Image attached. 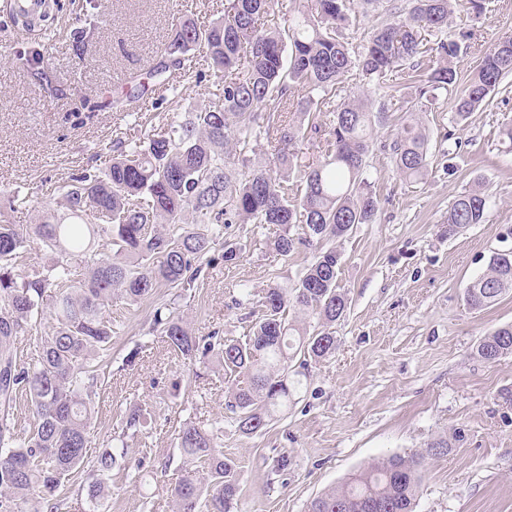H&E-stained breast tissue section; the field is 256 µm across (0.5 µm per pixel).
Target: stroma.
Listing matches in <instances>:
<instances>
[{
    "label": "stroma",
    "mask_w": 512,
    "mask_h": 512,
    "mask_svg": "<svg viewBox=\"0 0 512 512\" xmlns=\"http://www.w3.org/2000/svg\"><path fill=\"white\" fill-rule=\"evenodd\" d=\"M340 33L359 57L373 27L392 15L348 0ZM8 0H0V210L16 224H35L59 210L62 186L77 170L104 167L114 138L138 139L207 104L214 81L176 78L157 106L126 117L105 107L114 75H145L162 43L184 20L201 25L222 17L224 0H61L54 11V49L44 76L20 63L35 46L16 27ZM472 35L456 66L468 76L483 53L512 36V0H483L482 12L455 0L447 33L422 32L425 48L445 35ZM344 95L384 104L373 129L367 169L380 198L375 223L355 226L338 242V285L348 309L336 323V352L310 363L287 411L265 430L245 436L224 408L238 374L201 368L192 375L161 337L150 331L155 308L174 301L196 336L219 332L245 340L265 290L293 288L312 259L289 256L270 242L271 224H235L245 249L239 260L211 266L196 288L182 295L160 288L137 304L113 299L118 327L112 361L100 371L90 451L121 433L133 405L148 411L131 441L139 469L112 472L109 512H175L171 487L182 475L177 443L181 424L224 429V454L238 464L240 512H307L326 489L394 454L423 457L414 512H512V357L482 360L478 342L512 323V292L484 310L465 299L492 252L512 246V150L501 130L512 122V74L502 79L488 107L459 120L453 94H442L420 119L430 134V168L420 182L406 180L387 146L402 123L404 98L416 85L362 77ZM490 197L486 223L449 235L444 222L456 197L475 184ZM29 209L10 211L13 194ZM287 454V471L273 462ZM169 461L160 471L159 461Z\"/></svg>",
    "instance_id": "obj_1"
}]
</instances>
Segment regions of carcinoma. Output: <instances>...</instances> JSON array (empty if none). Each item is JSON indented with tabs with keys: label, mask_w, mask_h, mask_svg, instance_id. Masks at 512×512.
Returning a JSON list of instances; mask_svg holds the SVG:
<instances>
[{
	"label": "carcinoma",
	"mask_w": 512,
	"mask_h": 512,
	"mask_svg": "<svg viewBox=\"0 0 512 512\" xmlns=\"http://www.w3.org/2000/svg\"><path fill=\"white\" fill-rule=\"evenodd\" d=\"M408 2L406 19L373 29L356 60L337 35L347 19L346 0H301L299 16L285 30L273 19L277 0H225L224 17L208 27L182 22L163 44L149 78L167 88L170 80L194 72L201 82L203 57L219 85L215 100L137 142L114 139L105 169L85 168L69 177L62 213L37 224L0 218V512H58L63 480L84 470L88 481L77 495H86L88 512H108L112 470L129 466L127 439L141 432L146 410H129L122 435L89 462L96 364L110 363L117 334L106 307L115 296L137 303L163 285L195 287L204 267L239 258L241 243L224 235L232 224L282 227L273 246L283 256L300 245L314 248L298 285L266 290L243 342L226 341L216 331L199 338L165 303L155 309L151 331L189 366L212 357L217 366L246 377L228 389L226 401L243 435L261 431L288 409L300 385L289 379L294 358L302 357L305 366L310 358L335 352L333 326L347 299L337 285L340 254L324 243L376 220L379 199L366 157L373 126L385 115V107L374 111L355 96L336 102L338 85L355 70L378 81L405 69L423 74L418 96L407 101L402 131L390 143L396 169L417 182L428 175L430 147L416 113L451 89L463 120L489 104L512 73V37L484 53L463 84L454 64L462 45L455 39L440 42V60L424 65L419 32L447 29L453 0ZM42 39L41 49L26 59L37 68L47 61L53 35L46 32ZM147 93L135 78L108 104L135 112ZM309 135L325 141L311 161L302 151ZM293 176L304 190L290 201ZM488 209L480 185L462 192L448 209V234L485 223ZM188 212L195 214L191 225L184 222ZM89 216L97 223L86 221ZM294 224L302 225L303 235L291 233ZM97 241L102 249L95 251ZM34 244L57 255L41 271L20 267ZM509 291L512 247L489 257L465 298L470 307L485 309ZM49 293L56 298L55 326L40 337L38 359L25 362L15 341L37 330ZM310 316L317 325L308 324ZM476 351L491 363L512 357V324L484 337ZM22 392L36 416L25 435L16 432L11 414ZM222 433L191 422L180 427L184 474L171 488L176 512H237L239 473L224 456ZM421 464L420 455L390 456L314 498L308 512H413Z\"/></svg>",
	"instance_id": "obj_1"
}]
</instances>
